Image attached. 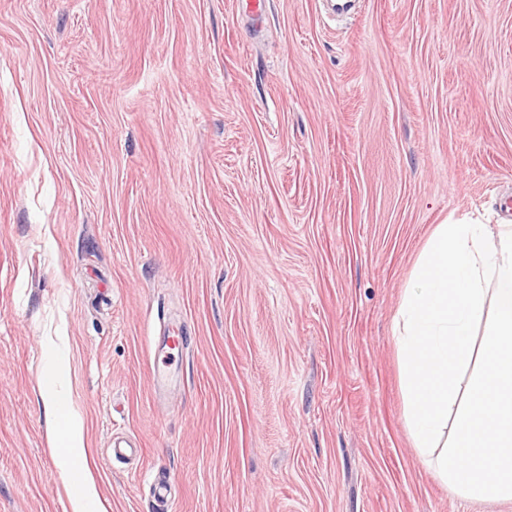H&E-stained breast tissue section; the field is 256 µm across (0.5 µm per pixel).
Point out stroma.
Wrapping results in <instances>:
<instances>
[{"label":"stroma","instance_id":"1","mask_svg":"<svg viewBox=\"0 0 512 512\" xmlns=\"http://www.w3.org/2000/svg\"><path fill=\"white\" fill-rule=\"evenodd\" d=\"M266 5L0 0V512L68 507L62 323L110 512H512L422 463L392 336L436 225L512 203V0ZM184 340L185 336L182 335L180 328L173 330L171 335L166 336L164 344L161 348V354H163L161 358L162 366H160L158 363L157 373L155 374L159 388L165 381L168 367L172 365V362H174L176 356L179 357V355L182 353Z\"/></svg>","mask_w":512,"mask_h":512}]
</instances>
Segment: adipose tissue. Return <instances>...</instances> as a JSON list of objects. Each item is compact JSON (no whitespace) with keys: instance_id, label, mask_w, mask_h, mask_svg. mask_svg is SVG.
<instances>
[{"instance_id":"ef3b65f1","label":"adipose tissue","mask_w":512,"mask_h":512,"mask_svg":"<svg viewBox=\"0 0 512 512\" xmlns=\"http://www.w3.org/2000/svg\"><path fill=\"white\" fill-rule=\"evenodd\" d=\"M404 418L422 461L476 502L512 500V225L448 215L393 321ZM60 365L43 382L70 512H108Z\"/></svg>"}]
</instances>
